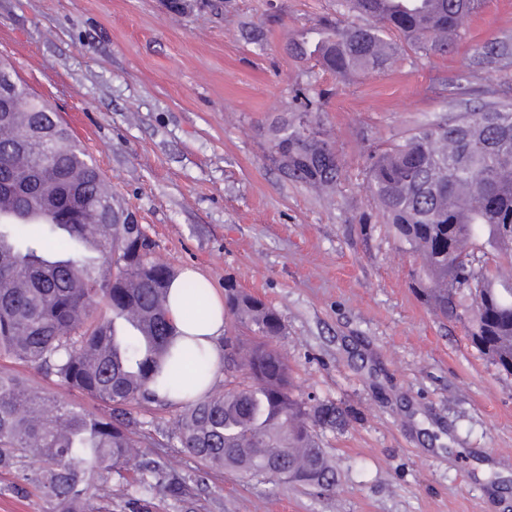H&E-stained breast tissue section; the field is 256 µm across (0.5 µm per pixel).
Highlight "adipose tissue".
Listing matches in <instances>:
<instances>
[{
  "mask_svg": "<svg viewBox=\"0 0 512 512\" xmlns=\"http://www.w3.org/2000/svg\"><path fill=\"white\" fill-rule=\"evenodd\" d=\"M169 316L175 328L174 354L185 352L203 355L211 373H218L224 362L221 339L224 335V299L216 290H209L199 318H191V301L184 295L180 280L170 285Z\"/></svg>",
  "mask_w": 512,
  "mask_h": 512,
  "instance_id": "1",
  "label": "adipose tissue"
}]
</instances>
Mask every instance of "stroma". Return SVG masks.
I'll return each instance as SVG.
<instances>
[{
  "mask_svg": "<svg viewBox=\"0 0 512 512\" xmlns=\"http://www.w3.org/2000/svg\"><path fill=\"white\" fill-rule=\"evenodd\" d=\"M336 0H0V56L60 112L174 270L233 279L273 306L275 348L295 392L349 409L324 444L331 493L205 469L178 443L149 457L186 478L184 497L112 482L113 512H512V375L435 317L363 187L369 155L444 112L512 96V69L481 60L512 39V0H482L446 56L406 52L388 71L341 79L288 52ZM320 97L345 167L332 192L288 180L268 131ZM367 218L361 229L359 218ZM0 474V512H44Z\"/></svg>",
  "mask_w": 512,
  "mask_h": 512,
  "instance_id": "35a3bbf8",
  "label": "stroma"
}]
</instances>
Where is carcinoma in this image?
Instances as JSON below:
<instances>
[{"label":"carcinoma","instance_id":"cac0c4a2","mask_svg":"<svg viewBox=\"0 0 512 512\" xmlns=\"http://www.w3.org/2000/svg\"><path fill=\"white\" fill-rule=\"evenodd\" d=\"M364 0H338L311 35L288 41L294 57L339 78L381 72L398 55V36L422 56H445L462 37L460 20L480 0H394L363 14ZM344 16L362 19L346 22ZM477 53L512 65V43ZM33 101L15 112L0 97V357L105 403L90 415L28 380L0 376V470H16L45 512H112V477L132 473L145 490L172 497L184 478L146 460L135 405L167 406L157 388L182 384L163 367L194 356L170 350L168 285L174 269L155 254L142 225L117 203L99 167L52 105L23 81ZM299 120L271 128V158L290 180L334 190L342 161L323 130L320 100L296 90ZM366 191L418 273L412 287L432 311L461 322L471 345L512 374V101L442 114L372 154ZM224 317L251 338L224 353V390L184 406L176 439L206 465L333 491L322 442L348 422L342 407L310 405L293 391L288 363L272 346L284 335L279 313L224 281ZM206 300L205 283H183Z\"/></svg>","mask_w":512,"mask_h":512}]
</instances>
